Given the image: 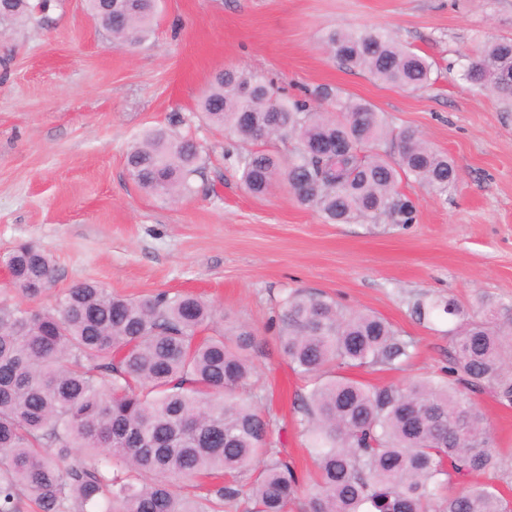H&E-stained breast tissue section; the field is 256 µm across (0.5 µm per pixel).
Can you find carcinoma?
<instances>
[{
  "label": "carcinoma",
  "mask_w": 512,
  "mask_h": 512,
  "mask_svg": "<svg viewBox=\"0 0 512 512\" xmlns=\"http://www.w3.org/2000/svg\"><path fill=\"white\" fill-rule=\"evenodd\" d=\"M91 15L120 43L154 32L158 0H88ZM49 0H0V21L37 15ZM324 43L349 68L407 89L432 84L434 64L391 32L328 30ZM461 77L512 108V38L484 46ZM331 111L250 72L213 75L199 110L231 131L241 180L252 194L286 183L329 224L416 223L399 191L411 178L443 194L457 169L412 127H394L374 105L322 90ZM289 144L288 167L268 142ZM207 153L192 135L151 128L126 152L130 179L165 200L194 192ZM26 298L55 279L36 243L0 261ZM419 321L448 318L453 355L442 375L369 386L348 376L398 370L413 343L384 318L346 313L326 295L292 291L277 313L278 342L312 385L300 397L315 464L309 512H512L494 486L454 489L471 473L494 474L503 458L471 395L512 403V305L480 296L466 308L424 296ZM213 303L193 293L128 298L96 282L61 292L36 313L0 299V512H288L300 482L270 448L271 421L237 395L254 366L252 334L224 331ZM201 493L183 492L188 482Z\"/></svg>",
  "instance_id": "obj_1"
}]
</instances>
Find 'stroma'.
<instances>
[{"mask_svg": "<svg viewBox=\"0 0 512 512\" xmlns=\"http://www.w3.org/2000/svg\"><path fill=\"white\" fill-rule=\"evenodd\" d=\"M390 30L438 67L432 87L400 89L342 67L327 28ZM512 38V0H159L141 46H113L85 0H50L38 21L0 25V256L23 241L56 261V280L25 308L50 307L72 284L95 281L125 297L194 293L225 327L252 330L247 389L268 411L272 446L309 478L314 465L297 405L303 379L281 356L274 318L285 293L335 298L391 322L415 347L402 370L356 372L381 386L440 374L447 319L416 320L414 299L471 305L485 294L512 304V111L459 77L463 56ZM227 68L257 71L292 96L319 87L372 103L394 126L417 129L448 154L458 178L437 196L412 181L415 224H329L287 186L257 197L224 150L234 139L197 102ZM186 119L208 149L215 189L168 203L130 180L129 142ZM503 456L495 474L459 477L456 489L498 487L512 500V406L473 397Z\"/></svg>", "mask_w": 512, "mask_h": 512, "instance_id": "1", "label": "stroma"}]
</instances>
